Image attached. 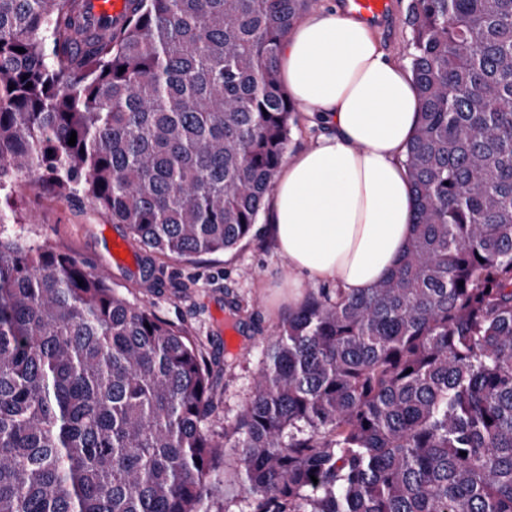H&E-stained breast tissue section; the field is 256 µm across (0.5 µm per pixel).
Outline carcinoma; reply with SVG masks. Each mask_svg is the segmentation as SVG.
<instances>
[{
	"label": "carcinoma",
	"mask_w": 512,
	"mask_h": 512,
	"mask_svg": "<svg viewBox=\"0 0 512 512\" xmlns=\"http://www.w3.org/2000/svg\"><path fill=\"white\" fill-rule=\"evenodd\" d=\"M132 2L116 26L0 0V512H223L228 446L250 512H512V0H410L413 238L367 293L288 316L221 433L187 329L8 229L31 221L12 199L33 173L154 254L239 246L311 0Z\"/></svg>",
	"instance_id": "1"
}]
</instances>
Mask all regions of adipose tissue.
Returning a JSON list of instances; mask_svg holds the SVG:
<instances>
[{
    "label": "adipose tissue",
    "instance_id": "ef3b65f1",
    "mask_svg": "<svg viewBox=\"0 0 512 512\" xmlns=\"http://www.w3.org/2000/svg\"><path fill=\"white\" fill-rule=\"evenodd\" d=\"M278 68L296 109L323 128L289 154L265 215L288 285L332 281L365 293L399 264L413 234L404 159L419 120L416 87L366 22L342 11L303 17Z\"/></svg>",
    "mask_w": 512,
    "mask_h": 512
}]
</instances>
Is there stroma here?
Listing matches in <instances>:
<instances>
[{"mask_svg":"<svg viewBox=\"0 0 512 512\" xmlns=\"http://www.w3.org/2000/svg\"><path fill=\"white\" fill-rule=\"evenodd\" d=\"M408 4L409 0H389L386 20L373 27L383 48L406 64L414 51ZM19 201L35 218L28 232L32 245H49L105 270L112 287L129 301L151 303L160 316L190 329L216 361L217 408L210 427L218 432L225 421L234 419L262 366L263 344L289 312L288 265L265 222H257L254 236L235 249L191 260H154L124 225L107 223L85 201L59 200L35 182L21 188ZM116 238L125 246L121 263L112 257ZM231 301L244 309L235 351L226 349L224 335Z\"/></svg>","mask_w":512,"mask_h":512,"instance_id":"1","label":"stroma"}]
</instances>
